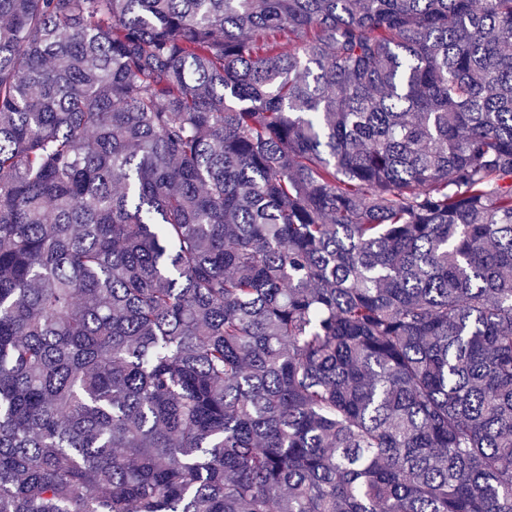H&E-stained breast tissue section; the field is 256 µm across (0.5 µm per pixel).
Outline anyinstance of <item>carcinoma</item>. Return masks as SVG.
<instances>
[{
    "instance_id": "1",
    "label": "carcinoma",
    "mask_w": 512,
    "mask_h": 512,
    "mask_svg": "<svg viewBox=\"0 0 512 512\" xmlns=\"http://www.w3.org/2000/svg\"><path fill=\"white\" fill-rule=\"evenodd\" d=\"M0 512H512V0H0Z\"/></svg>"
}]
</instances>
